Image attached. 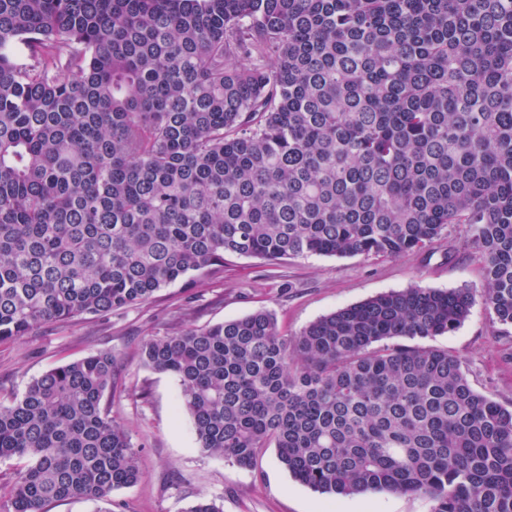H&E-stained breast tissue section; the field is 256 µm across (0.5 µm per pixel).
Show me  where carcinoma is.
<instances>
[{
	"mask_svg": "<svg viewBox=\"0 0 512 512\" xmlns=\"http://www.w3.org/2000/svg\"><path fill=\"white\" fill-rule=\"evenodd\" d=\"M469 225L512 325V0H0V341L104 317L224 255L395 257ZM466 289L411 287L298 336L273 314L143 342L197 447H273L321 493L512 512V410L448 350ZM394 344L388 345L386 341ZM110 351L0 402V512L141 478Z\"/></svg>",
	"mask_w": 512,
	"mask_h": 512,
	"instance_id": "carcinoma-1",
	"label": "carcinoma"
}]
</instances>
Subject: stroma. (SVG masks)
I'll return each instance as SVG.
<instances>
[{
  "mask_svg": "<svg viewBox=\"0 0 512 512\" xmlns=\"http://www.w3.org/2000/svg\"><path fill=\"white\" fill-rule=\"evenodd\" d=\"M470 289L473 304L454 332L423 344L459 356L471 386L512 408V327L499 324L484 300L486 278L470 229L453 224L423 250L396 257L309 256L269 262L225 255L223 272L177 283L148 303L102 318L56 321L27 336L0 342V401L60 364L101 351L117 358L118 387L105 404L139 443L141 479L111 502L71 500L47 512H187L202 496L224 512H432L425 496L387 490L339 496L296 482L266 449L243 469L202 453L189 415L177 408V381L143 366L139 349L150 338L173 336L265 309L281 335L294 337L311 322L375 296L410 287Z\"/></svg>",
  "mask_w": 512,
  "mask_h": 512,
  "instance_id": "stroma-1",
  "label": "stroma"
}]
</instances>
